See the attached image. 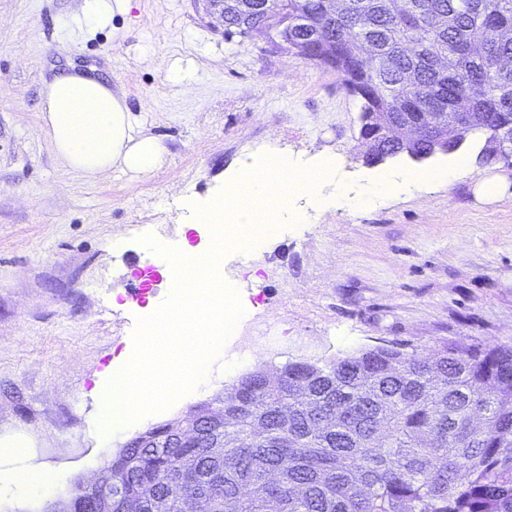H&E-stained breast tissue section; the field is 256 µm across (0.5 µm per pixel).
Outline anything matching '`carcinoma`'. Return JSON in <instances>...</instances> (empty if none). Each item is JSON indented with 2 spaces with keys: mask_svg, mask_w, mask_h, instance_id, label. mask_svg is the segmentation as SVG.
<instances>
[{
  "mask_svg": "<svg viewBox=\"0 0 512 512\" xmlns=\"http://www.w3.org/2000/svg\"><path fill=\"white\" fill-rule=\"evenodd\" d=\"M264 0H224V39L261 33ZM288 41L336 45L333 71L382 122L436 113L512 122V0H272ZM484 49L473 52L472 42ZM236 412L217 396L195 443L134 440L100 478L134 512H512V347L441 342L421 358L380 343L273 381L242 375Z\"/></svg>",
  "mask_w": 512,
  "mask_h": 512,
  "instance_id": "carcinoma-1",
  "label": "carcinoma"
}]
</instances>
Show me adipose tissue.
<instances>
[{
    "label": "adipose tissue",
    "instance_id": "1",
    "mask_svg": "<svg viewBox=\"0 0 512 512\" xmlns=\"http://www.w3.org/2000/svg\"><path fill=\"white\" fill-rule=\"evenodd\" d=\"M132 3L80 0L72 23L80 31L92 32L127 14ZM45 102L44 123L58 159L69 169L92 179L112 171L140 177L162 164L165 148L161 141L146 134L124 97L102 82L75 74L54 78L45 87ZM462 168L458 162L427 178L380 180L354 196L339 193L337 199L347 205L366 206L397 191L420 192L431 180L452 182Z\"/></svg>",
    "mask_w": 512,
    "mask_h": 512
}]
</instances>
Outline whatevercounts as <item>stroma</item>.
<instances>
[{
	"label": "stroma",
	"mask_w": 512,
	"mask_h": 512,
	"mask_svg": "<svg viewBox=\"0 0 512 512\" xmlns=\"http://www.w3.org/2000/svg\"><path fill=\"white\" fill-rule=\"evenodd\" d=\"M79 0H0V471L48 473V485L0 493V512H42L138 433L179 418L255 368L279 374L382 342L428 354L438 342L512 346V187L479 203L477 181L512 166L458 153L366 161L359 101L334 71L274 50L264 37L227 41L194 0H135L113 28L74 37ZM78 73L123 95L164 165L148 176L88 179L58 161L41 121L46 83ZM304 167L333 160L321 195L293 197L266 245L224 257L254 357L220 350L207 378L169 409L111 437L98 430L108 367L134 351L138 317L173 282L144 235L185 250L211 245L199 207L228 174L269 154ZM471 165L371 208L322 195L379 173Z\"/></svg>",
	"instance_id": "1"
}]
</instances>
